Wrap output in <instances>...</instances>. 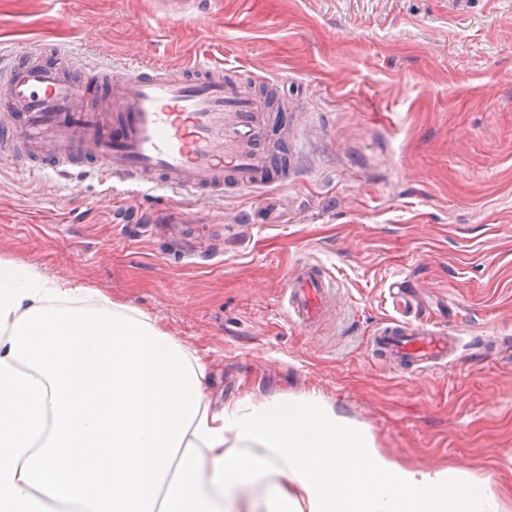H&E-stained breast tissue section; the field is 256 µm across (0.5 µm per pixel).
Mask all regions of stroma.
I'll use <instances>...</instances> for the list:
<instances>
[{
    "label": "stroma",
    "mask_w": 512,
    "mask_h": 512,
    "mask_svg": "<svg viewBox=\"0 0 512 512\" xmlns=\"http://www.w3.org/2000/svg\"><path fill=\"white\" fill-rule=\"evenodd\" d=\"M204 3L200 26L153 0H0V54L66 51L97 99L103 64L278 80L292 180L177 208L0 161V259L146 313L202 357L212 400L321 396L400 465L465 470L512 512V0ZM306 261L334 284L314 326L284 299ZM403 316L452 330L456 354L413 375L379 361L375 330Z\"/></svg>",
    "instance_id": "obj_1"
}]
</instances>
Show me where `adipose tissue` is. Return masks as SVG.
<instances>
[{
	"label": "adipose tissue",
	"mask_w": 512,
	"mask_h": 512,
	"mask_svg": "<svg viewBox=\"0 0 512 512\" xmlns=\"http://www.w3.org/2000/svg\"><path fill=\"white\" fill-rule=\"evenodd\" d=\"M0 260V512H499L463 470L400 466L316 395L215 405L144 312Z\"/></svg>",
	"instance_id": "ef3b65f1"
}]
</instances>
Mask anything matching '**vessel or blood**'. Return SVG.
I'll return each mask as SVG.
<instances>
[{
	"mask_svg": "<svg viewBox=\"0 0 512 512\" xmlns=\"http://www.w3.org/2000/svg\"><path fill=\"white\" fill-rule=\"evenodd\" d=\"M164 17H200V0H155ZM65 58L47 63L23 51L0 76V157L35 177L90 164L105 181L148 185L179 199L219 197L228 190L287 184L266 140L256 86L224 79L220 67L198 62L181 71L144 65L100 70L108 105L93 109ZM287 314L307 325L320 317L331 284L314 263L286 279ZM454 337L434 323L395 319L380 326L374 349L396 367L419 373L446 362Z\"/></svg>",
	"mask_w": 512,
	"mask_h": 512,
	"instance_id": "obj_1",
	"label": "vessel or blood"
}]
</instances>
